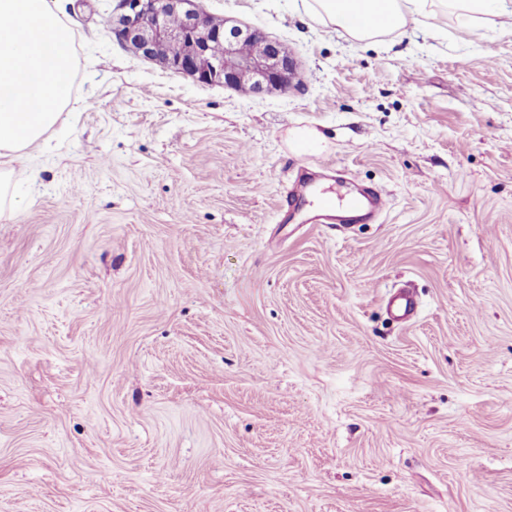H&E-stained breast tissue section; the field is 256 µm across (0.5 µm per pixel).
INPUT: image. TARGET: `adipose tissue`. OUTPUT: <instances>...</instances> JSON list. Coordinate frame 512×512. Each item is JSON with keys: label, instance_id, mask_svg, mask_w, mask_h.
Masks as SVG:
<instances>
[{"label": "adipose tissue", "instance_id": "ef3b65f1", "mask_svg": "<svg viewBox=\"0 0 512 512\" xmlns=\"http://www.w3.org/2000/svg\"><path fill=\"white\" fill-rule=\"evenodd\" d=\"M502 0H305L310 17L327 21L356 38L406 26L414 16L454 8L471 17ZM373 17L350 26L353 8ZM77 51L57 0H0V217L17 206L15 161L44 149L47 136L70 107Z\"/></svg>", "mask_w": 512, "mask_h": 512}]
</instances>
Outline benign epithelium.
Segmentation results:
<instances>
[{
	"instance_id": "1",
	"label": "benign epithelium",
	"mask_w": 512,
	"mask_h": 512,
	"mask_svg": "<svg viewBox=\"0 0 512 512\" xmlns=\"http://www.w3.org/2000/svg\"><path fill=\"white\" fill-rule=\"evenodd\" d=\"M213 19L200 0H119L112 35L143 58L202 84L246 86L254 94L291 88L297 65L282 44L258 26L230 20L217 26ZM169 44L179 45L180 52L169 54ZM247 44L263 50L246 54Z\"/></svg>"
}]
</instances>
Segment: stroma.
I'll use <instances>...</instances> for the list:
<instances>
[{
	"label": "stroma",
	"mask_w": 512,
	"mask_h": 512,
	"mask_svg": "<svg viewBox=\"0 0 512 512\" xmlns=\"http://www.w3.org/2000/svg\"><path fill=\"white\" fill-rule=\"evenodd\" d=\"M117 4L64 0L94 105L0 219V512H512V29L202 0L295 58L251 95L120 45ZM323 167L374 222L291 208ZM386 206V199L382 191L364 192L353 195L346 207H341L347 218H367L374 212L382 211ZM417 307V302L413 296L404 290L398 291L390 300V312L397 320L411 318L415 315Z\"/></svg>",
	"instance_id": "obj_1"
}]
</instances>
